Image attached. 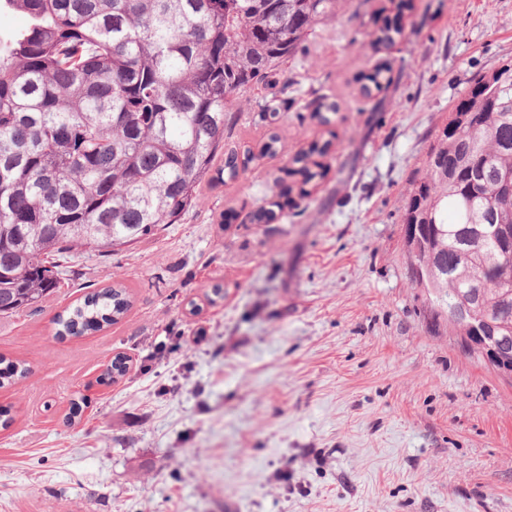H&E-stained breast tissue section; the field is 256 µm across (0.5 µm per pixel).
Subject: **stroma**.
Returning <instances> with one entry per match:
<instances>
[{
    "mask_svg": "<svg viewBox=\"0 0 512 512\" xmlns=\"http://www.w3.org/2000/svg\"><path fill=\"white\" fill-rule=\"evenodd\" d=\"M388 4L348 0L281 64L288 92L246 90L177 223L74 254L53 293L0 316V356L27 368L0 388V512H512V379L432 317L403 224L454 104L512 61V0H413L377 50ZM382 63L391 83L362 99ZM318 96L336 137L303 198L287 170L326 137ZM272 131L280 151L224 180V150ZM115 283L118 323L58 335V313Z\"/></svg>",
    "mask_w": 512,
    "mask_h": 512,
    "instance_id": "obj_1",
    "label": "stroma"
}]
</instances>
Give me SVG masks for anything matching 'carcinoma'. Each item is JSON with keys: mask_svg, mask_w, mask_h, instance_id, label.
I'll return each instance as SVG.
<instances>
[{"mask_svg": "<svg viewBox=\"0 0 512 512\" xmlns=\"http://www.w3.org/2000/svg\"><path fill=\"white\" fill-rule=\"evenodd\" d=\"M341 0H0L27 24L0 31V315L42 301L59 287L73 253L109 255L174 224L191 205L242 93L269 82ZM385 24L373 45L391 47ZM389 68L362 76L360 95L391 82ZM463 105L475 124H446L414 181L405 213L416 211L431 249L412 257V282L435 314L469 336L456 311L473 305L484 332L512 352V250L493 226L512 227V198L494 175L512 172V62L478 75ZM331 125L334 103H308ZM292 158L305 186L326 177L321 162L336 133ZM271 132L257 148L224 152L233 181L277 153ZM127 288L87 295L58 316L60 334L80 336L119 321ZM8 361L0 385L25 377Z\"/></svg>", "mask_w": 512, "mask_h": 512, "instance_id": "1", "label": "carcinoma"}]
</instances>
